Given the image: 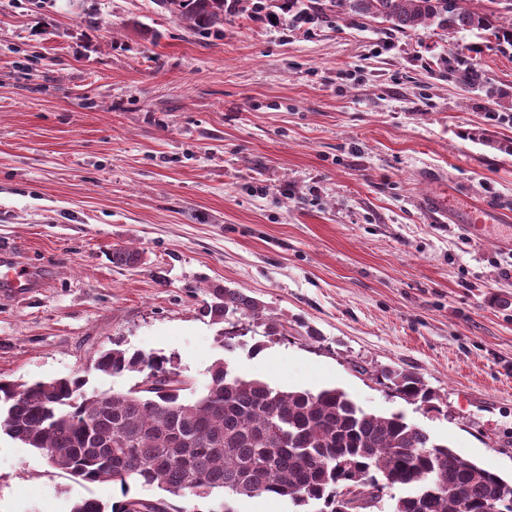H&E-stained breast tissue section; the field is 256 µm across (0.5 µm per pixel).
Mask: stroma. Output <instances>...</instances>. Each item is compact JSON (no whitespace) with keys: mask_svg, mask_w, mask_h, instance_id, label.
<instances>
[{"mask_svg":"<svg viewBox=\"0 0 512 512\" xmlns=\"http://www.w3.org/2000/svg\"><path fill=\"white\" fill-rule=\"evenodd\" d=\"M476 57L509 98L449 81ZM512 48L476 33L311 22L227 0L199 32L154 0H0V242L34 280L0 291V378L79 375L120 346L172 358L196 392L224 359L285 390L336 387L404 414L512 481ZM464 200L446 223L425 207ZM499 228L479 240L467 210ZM137 248L133 267L112 262ZM220 284L285 328L243 320L237 347L202 311ZM270 356L255 364L254 346ZM418 373L428 412L376 375ZM120 495L57 473L0 433V512H70Z\"/></svg>","mask_w":512,"mask_h":512,"instance_id":"35a3bbf8","label":"stroma"}]
</instances>
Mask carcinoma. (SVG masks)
I'll list each match as a JSON object with an SVG mask.
<instances>
[{"mask_svg":"<svg viewBox=\"0 0 512 512\" xmlns=\"http://www.w3.org/2000/svg\"><path fill=\"white\" fill-rule=\"evenodd\" d=\"M191 29L221 31L224 0H155ZM336 17L351 25L380 18L401 33L436 26L450 34L485 33L498 47H512V23L451 0H329ZM282 8L313 18L323 14L317 0H284ZM448 78L483 89L500 100L503 90L488 85L484 71L450 56L440 60ZM140 252L112 251V263L135 266ZM206 314L258 320L261 303L239 288L208 291ZM93 368L108 376L146 374L149 387L86 396L81 376L32 384L0 380V433L54 461L52 469L94 484L110 482L120 497L104 503L83 498L70 512H137L142 498L130 484L157 485L174 497L188 493L286 498L317 512H367L351 507L343 490L363 502L376 492L404 490L391 512H512V482L478 467L432 439L401 414L376 415L345 392L283 390L260 379L232 374L215 361L204 393H188L186 379L171 359L120 347L102 350ZM381 383L407 402L438 409L435 392L410 371L385 368Z\"/></svg>","mask_w":512,"mask_h":512,"instance_id":"carcinoma-1","label":"carcinoma"}]
</instances>
